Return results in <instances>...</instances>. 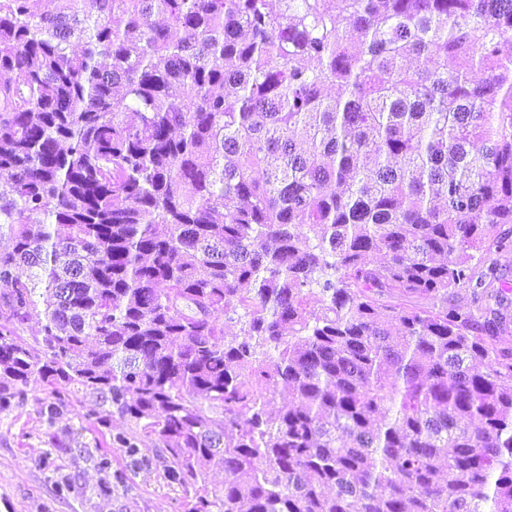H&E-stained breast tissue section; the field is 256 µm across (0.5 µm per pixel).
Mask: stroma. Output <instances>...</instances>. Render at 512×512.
Segmentation results:
<instances>
[{
  "mask_svg": "<svg viewBox=\"0 0 512 512\" xmlns=\"http://www.w3.org/2000/svg\"><path fill=\"white\" fill-rule=\"evenodd\" d=\"M48 401L47 391L33 384L23 404L0 414V512H185V492L164 479L161 467H131L116 449L112 466L125 470L127 481L102 493L99 439L83 428L95 396H82L51 426L40 414ZM64 477L72 487L61 492L56 484Z\"/></svg>",
  "mask_w": 512,
  "mask_h": 512,
  "instance_id": "stroma-1",
  "label": "stroma"
}]
</instances>
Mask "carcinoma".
Listing matches in <instances>:
<instances>
[{"label":"carcinoma","mask_w":512,"mask_h":512,"mask_svg":"<svg viewBox=\"0 0 512 512\" xmlns=\"http://www.w3.org/2000/svg\"><path fill=\"white\" fill-rule=\"evenodd\" d=\"M2 175L0 413L189 512H512V0H0ZM111 429L112 434L121 432L133 438L139 448L138 456L153 460L154 462L157 449L161 446L155 436L146 435L139 428L121 418L117 413L112 414Z\"/></svg>","instance_id":"obj_1"}]
</instances>
